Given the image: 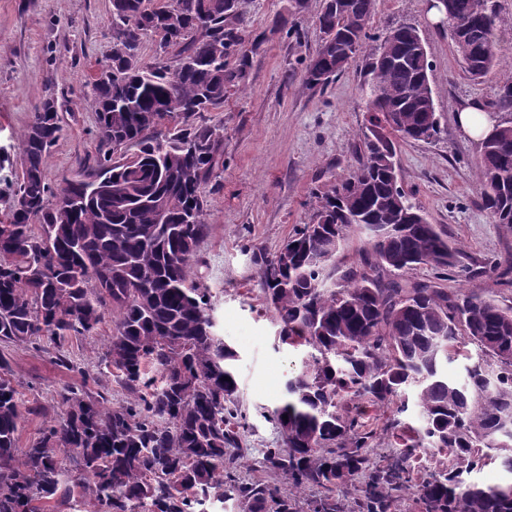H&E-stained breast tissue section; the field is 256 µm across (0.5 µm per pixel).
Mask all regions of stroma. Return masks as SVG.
<instances>
[{"label":"stroma","instance_id":"stroma-1","mask_svg":"<svg viewBox=\"0 0 512 512\" xmlns=\"http://www.w3.org/2000/svg\"><path fill=\"white\" fill-rule=\"evenodd\" d=\"M322 3L308 0L306 12L293 17L300 31L295 38L273 28L283 0H245L247 29L262 39L246 86L203 115L207 124L224 127V167L206 186L208 231L196 270L219 333L237 353V400L246 415L238 473L283 491L287 480L261 470L259 462L281 440L268 415L281 405L306 352L278 342L251 255L260 249L274 256L298 225L310 221L316 192L357 166L360 133L367 126L364 60L323 92L303 80L320 43L314 18ZM495 4L497 63L477 80L466 76L429 0H375L370 21L375 35L414 22L426 44L441 132L426 142L396 141L399 181L429 222L441 225L460 248L465 266L512 258V232L494 223L476 192L481 142L456 121L457 110L468 103L481 104L493 121L506 117L495 102L512 81V0ZM111 26V0H0V219L9 213L21 173L16 139L41 101L55 99L63 125L47 158V181L77 177L84 160L95 155V114L86 95L111 55ZM111 333L107 323L97 335L69 337L59 348L11 349L24 412L18 449L28 448L60 416L55 396L64 386L86 384L111 405L124 399L117 377L100 364Z\"/></svg>","mask_w":512,"mask_h":512}]
</instances>
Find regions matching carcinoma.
Segmentation results:
<instances>
[{"instance_id": "obj_1", "label": "carcinoma", "mask_w": 512, "mask_h": 512, "mask_svg": "<svg viewBox=\"0 0 512 512\" xmlns=\"http://www.w3.org/2000/svg\"><path fill=\"white\" fill-rule=\"evenodd\" d=\"M447 2L467 20L452 41L478 79L496 65V12L487 0ZM243 5L112 0L110 75L92 83L98 150L84 177L46 181L62 131L54 99L35 107L18 138L22 177L0 221V512H43L77 488L100 512H205L206 502L226 499L239 512H345L333 489L359 475L352 512H390L413 488L420 512H512V483L469 478L496 459L512 473V306L411 277L421 265L459 267V251L438 225L413 219L420 207L411 196L394 191L385 156L395 155V140L417 131L432 139L440 123L417 28L372 36L374 0H324L305 82L325 90L366 51V109L390 111L396 127L376 142L364 134L358 166L315 194L312 221L282 245L297 247L295 261L272 276L277 257L253 253L279 341L314 353L270 415L282 445L260 461L288 480V494L239 478L237 353L216 334L194 268L208 228L205 185L224 166V128L200 118L246 82L258 46ZM149 35L163 36L154 43L160 64L143 61ZM476 185L495 222L512 231V121L482 140ZM367 225L384 240L366 238L358 259L343 261L350 232ZM462 270L512 283L509 262ZM109 311L103 360L126 400L106 406L67 385L57 393L62 416L17 452L21 410L5 350L94 336ZM467 344L477 360L463 377L448 375L449 363L471 359ZM407 390L422 427L388 419L396 457L380 464L367 452V409ZM418 448L446 451L451 464L415 485L409 460ZM309 488L319 497L301 501Z\"/></svg>"}]
</instances>
